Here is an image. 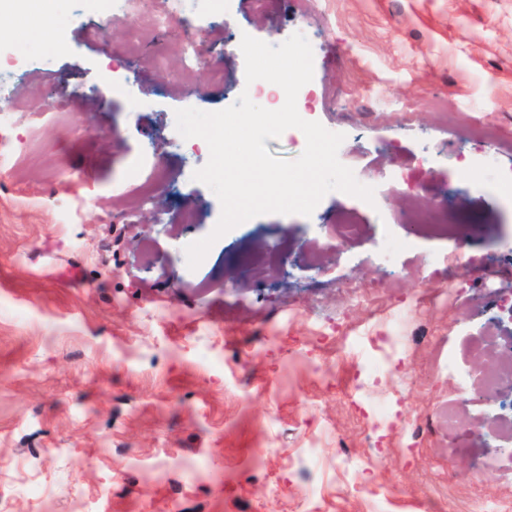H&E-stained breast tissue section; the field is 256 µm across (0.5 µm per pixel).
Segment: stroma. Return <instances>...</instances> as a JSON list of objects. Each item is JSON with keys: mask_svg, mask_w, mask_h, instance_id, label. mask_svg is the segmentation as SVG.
<instances>
[{"mask_svg": "<svg viewBox=\"0 0 512 512\" xmlns=\"http://www.w3.org/2000/svg\"><path fill=\"white\" fill-rule=\"evenodd\" d=\"M159 14L174 23L154 28ZM18 20L0 11V512H300L312 489L318 512L512 500V388L483 385L488 356L512 358V201L478 174L491 159L512 180V153L440 119L512 137V0H127L119 23L75 13L46 64L12 55ZM186 27L215 47L190 73ZM298 31L317 46L298 113L344 134L338 158L374 200L332 191L308 217L256 216L189 269L183 248L221 204L175 111L237 100L243 35ZM445 200L493 221L461 241L408 223ZM346 214L362 226L348 241L331 235ZM389 238L403 247L386 264ZM451 253L470 266L453 281ZM450 285L449 304L421 298ZM370 456L383 465L354 485Z\"/></svg>", "mask_w": 512, "mask_h": 512, "instance_id": "1", "label": "stroma"}]
</instances>
